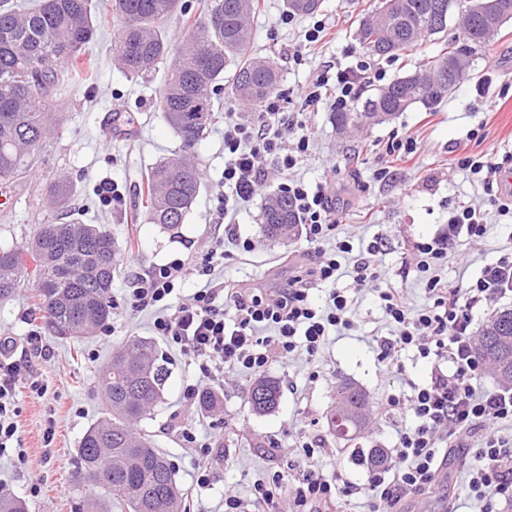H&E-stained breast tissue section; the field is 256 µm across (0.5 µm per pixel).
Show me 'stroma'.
<instances>
[{
	"mask_svg": "<svg viewBox=\"0 0 512 512\" xmlns=\"http://www.w3.org/2000/svg\"><path fill=\"white\" fill-rule=\"evenodd\" d=\"M258 2L250 18L254 54L274 57L281 74L279 87L289 93L285 109L301 112L298 89L325 68L352 66L363 57L356 32L364 10L377 0H322L317 12L295 18L289 25L281 22L284 0ZM318 20L327 23L325 35L319 43L306 45L304 33ZM121 27L119 17L108 16L91 46L93 77L54 92L63 122L29 157L22 177L9 186L12 206L0 209V243L25 247L48 218L49 183L65 175L73 180L76 191L70 219L101 225L120 248V272L112 283V298L118 306L107 325L88 339L75 342L50 335L34 312L33 285H22L12 297L0 300V334L15 338L17 349L29 361L31 380L45 389L41 396L25 386L16 393L13 419L22 445L0 455V485L26 501L29 512H72L75 498L101 496L100 488L79 478L75 449L88 427L103 415L96 392L99 369L111 359L113 350L141 336L153 338L169 368L164 401L141 427L173 465L190 512H224L228 490L250 501L255 482L281 466L270 446L289 449L291 457L299 458L307 442L314 448L319 473L359 488L358 494L343 498L341 512H367V468L352 459L351 450L393 447L406 418L396 412L369 417L365 429L349 445L332 433L327 413L339 385L362 388L375 404L391 394H406L410 383L427 379L428 360L412 353L403 358V372L385 371L372 337L393 331L384 318L380 288L403 289L411 308L428 305L424 284L410 270L409 262L416 243L432 238L439 225L447 223L450 210L480 209L490 226L482 241L457 244V253L469 261L468 275H477L484 264L512 249V218L500 215L481 183L456 165L462 155L493 149L502 156L512 153V21L502 27L484 56L475 60L472 79L462 81L433 106L417 104L389 122L343 134L337 133L331 120V101H323L317 110L301 112L311 153L297 165L295 177L308 184L328 183L338 234L355 250L383 239L386 253L381 261L386 275L376 289L357 288L347 274L339 279V287L353 298L354 329L330 337L318 360H309L300 352L269 366L265 376L278 383L280 401L275 411L262 415L253 412L248 402L249 377L229 370L203 376L193 355L154 337L153 312L133 311L126 301L131 286L129 262L137 260L140 268L147 269L183 261L188 275L177 298L182 304L189 301L208 253H223L214 274L227 284L277 288L287 280L294 263L313 247L301 232L287 240L263 236L261 215L277 191L274 179L264 194L242 203L228 224H219L224 118L229 114L244 120L254 116L253 108L228 91L215 99V121L195 148L202 186L178 233H167L147 220L142 184L152 166L178 151L179 140L160 107L167 64H159L146 78L128 77L111 52ZM444 46V39L432 36L405 56L374 57L370 64L392 80L438 56ZM297 53L302 62H294ZM481 85L489 86L493 104L478 97L476 89ZM397 132L413 136L419 145L411 162L394 163L386 154L387 142ZM386 167L390 175L380 177ZM112 182L124 195L118 208L103 205L97 195L100 184ZM229 224L235 225L237 237L253 240L252 251L238 249L236 238L225 232ZM33 331L40 335L34 347L27 343ZM190 385L216 393L219 409L187 410L184 392ZM49 428L54 435L48 440L44 434ZM186 429L196 435V446L184 442ZM471 444L466 462L475 461L474 449L480 441L475 438ZM466 462L449 458L438 487L409 496L401 505L403 512H480L483 502L468 484ZM206 467L212 469L213 479L203 488L197 486L196 474Z\"/></svg>",
	"mask_w": 512,
	"mask_h": 512,
	"instance_id": "1",
	"label": "stroma"
}]
</instances>
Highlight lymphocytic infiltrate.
<instances>
[{
    "instance_id": "1",
    "label": "lymphocytic infiltrate",
    "mask_w": 512,
    "mask_h": 512,
    "mask_svg": "<svg viewBox=\"0 0 512 512\" xmlns=\"http://www.w3.org/2000/svg\"><path fill=\"white\" fill-rule=\"evenodd\" d=\"M371 69L361 60L356 66L323 71L298 92L304 109H316L323 93L333 96L336 109H348L358 98ZM285 93L270 94L259 112L248 121L224 123V184L229 195L219 200L221 217H228L240 203L263 193L268 179L267 162H274L280 193L295 205L307 241L316 248L285 288L272 294L257 288H229L213 275L205 262L203 280L189 303L170 309L169 301L186 279L184 266L172 262L134 275L128 296L131 307L155 311L154 335L189 350L203 373L232 368L259 374L274 361L304 351L320 356L328 336L353 328L352 299L336 287L340 255L350 253L348 240L339 238L332 216V197L327 185L308 186L294 179L292 170L309 152L307 136L289 138L296 125L294 114L285 112ZM489 231L475 208L451 211L448 222L432 238L416 246L429 304L411 309L402 290L380 292L384 317L393 334L376 337L378 360L386 370H402V356L414 351L431 362L427 380L411 384L409 394L387 396L379 414L400 411L408 418L398 431L393 464L371 470L367 478L370 512H394L402 499L435 486L439 471L452 448L465 447L473 434H481L479 462L468 467L471 488L485 499L481 512H493L488 498L512 489V447L501 441L495 427L512 422V388L477 389L487 365L475 352L474 311L481 304L512 297V250L486 263L479 274L461 281L444 274L448 257L460 241H478ZM332 249H324L325 241ZM324 285L330 292L324 305L310 298L312 287ZM235 309L225 318V304ZM27 369L25 359L0 358V454L19 442L12 418L17 387ZM313 450H305L298 477L287 480L283 472L254 485V501L260 512H330L341 495L353 493V485L339 487L314 468Z\"/></svg>"
}]
</instances>
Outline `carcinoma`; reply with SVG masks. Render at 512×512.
I'll return each mask as SVG.
<instances>
[{"mask_svg":"<svg viewBox=\"0 0 512 512\" xmlns=\"http://www.w3.org/2000/svg\"><path fill=\"white\" fill-rule=\"evenodd\" d=\"M104 12L123 20L114 56L132 78L171 59L161 92L163 118L179 139L180 153L156 163L146 177L144 208L153 224L168 231L184 223L197 199L201 176L191 161L192 149L213 120L214 99L224 91V72L232 65L229 89L239 100L259 107L276 91L279 69L271 58L250 54L249 23L255 0H209L203 17L180 47L166 41L164 26L182 8L181 0H102ZM472 0H379L364 14L357 39L371 55L396 58L427 36L448 31V15L457 19L458 35L446 52L422 68L394 79L366 98L362 110L332 115L336 130L378 125L414 104L430 105L447 95L459 80L473 73L474 56L486 50L501 27L512 20V0H480L484 14L469 10ZM288 12H315L320 0H285ZM100 27L92 0H38L29 10L0 0V185L17 180L28 156L41 148L60 122L53 111V91L83 75L87 46ZM50 204L66 212L75 194L68 178L54 181ZM267 237L289 239L298 231L292 201L283 194L270 199L262 213ZM119 248L112 235L95 224L41 226L33 240L18 249L0 244V299L21 284L36 287L38 310L54 336L81 339L94 335L112 316V282L118 274ZM477 349L500 383L512 388V309L494 313L482 328ZM168 370L156 346L133 338L112 353L99 372L105 416L90 426L76 448L79 477L104 489L98 499L79 498L75 512H184V493L166 456L150 436L138 429L161 403ZM280 398L275 381L259 378L248 389L252 410L272 411ZM369 403L360 388H336V402L327 415L336 437L353 441L359 435ZM0 512H27V505L0 491Z\"/></svg>","mask_w":512,"mask_h":512,"instance_id":"1","label":"carcinoma"}]
</instances>
